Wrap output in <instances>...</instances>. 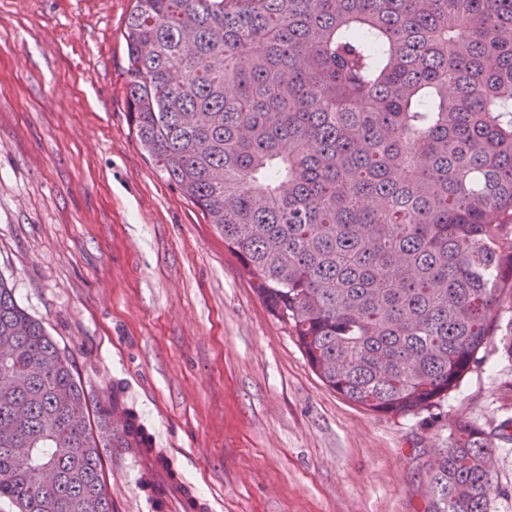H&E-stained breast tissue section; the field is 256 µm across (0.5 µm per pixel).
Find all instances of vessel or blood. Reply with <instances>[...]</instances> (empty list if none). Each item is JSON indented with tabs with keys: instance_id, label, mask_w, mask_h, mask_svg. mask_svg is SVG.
I'll list each match as a JSON object with an SVG mask.
<instances>
[{
	"instance_id": "b4317fda",
	"label": "vessel or blood",
	"mask_w": 512,
	"mask_h": 512,
	"mask_svg": "<svg viewBox=\"0 0 512 512\" xmlns=\"http://www.w3.org/2000/svg\"><path fill=\"white\" fill-rule=\"evenodd\" d=\"M122 455L132 468L139 497L151 512H212L210 501L152 443L123 449Z\"/></svg>"
}]
</instances>
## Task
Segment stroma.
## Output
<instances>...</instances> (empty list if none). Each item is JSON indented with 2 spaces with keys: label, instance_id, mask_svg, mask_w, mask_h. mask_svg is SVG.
Returning <instances> with one entry per match:
<instances>
[{
  "label": "stroma",
  "instance_id": "35a3bbf8",
  "mask_svg": "<svg viewBox=\"0 0 512 512\" xmlns=\"http://www.w3.org/2000/svg\"><path fill=\"white\" fill-rule=\"evenodd\" d=\"M134 3L0 0V277L214 512H426L423 464L453 422L512 419L502 336L422 414L325 386L129 126ZM493 461L489 512H512V442ZM105 487L112 512H147L113 448Z\"/></svg>",
  "mask_w": 512,
  "mask_h": 512
}]
</instances>
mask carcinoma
I'll return each instance as SVG.
<instances>
[{"label": "carcinoma", "mask_w": 512, "mask_h": 512, "mask_svg": "<svg viewBox=\"0 0 512 512\" xmlns=\"http://www.w3.org/2000/svg\"><path fill=\"white\" fill-rule=\"evenodd\" d=\"M125 42L140 144L336 394L417 414L512 335V0H135ZM4 332L0 499L112 512L103 449L142 439L135 416L85 390L0 277ZM18 405L29 461L7 451ZM492 448L457 421L426 461L427 512H488Z\"/></svg>", "instance_id": "1"}]
</instances>
